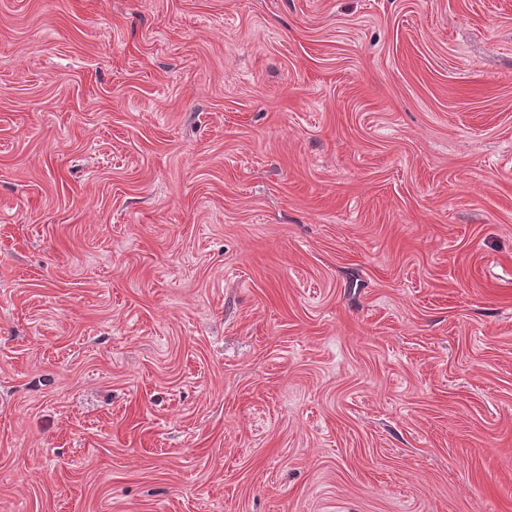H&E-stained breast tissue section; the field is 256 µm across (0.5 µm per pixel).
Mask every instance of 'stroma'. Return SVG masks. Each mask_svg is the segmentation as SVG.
Masks as SVG:
<instances>
[{"mask_svg": "<svg viewBox=\"0 0 512 512\" xmlns=\"http://www.w3.org/2000/svg\"><path fill=\"white\" fill-rule=\"evenodd\" d=\"M0 512H512V0H0Z\"/></svg>", "mask_w": 512, "mask_h": 512, "instance_id": "1", "label": "stroma"}]
</instances>
